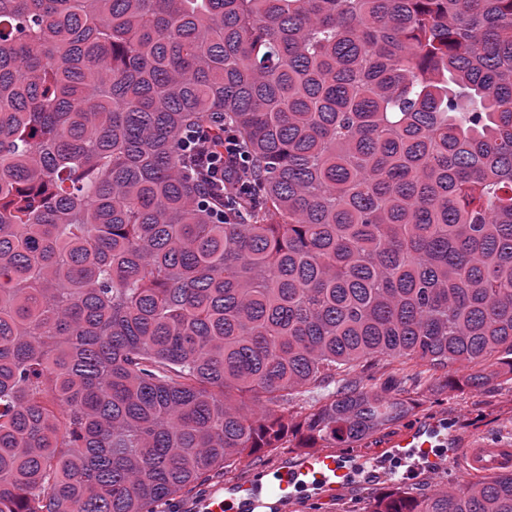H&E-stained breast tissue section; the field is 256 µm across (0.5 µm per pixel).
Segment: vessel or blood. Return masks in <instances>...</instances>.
Wrapping results in <instances>:
<instances>
[{"label":"vessel or blood","mask_w":512,"mask_h":512,"mask_svg":"<svg viewBox=\"0 0 512 512\" xmlns=\"http://www.w3.org/2000/svg\"><path fill=\"white\" fill-rule=\"evenodd\" d=\"M395 448H414L420 455L431 456L432 443L423 430L414 428L404 431L391 442ZM462 474L471 478L512 467V448L486 444L474 445L462 451ZM312 481L329 490L345 486L349 481L347 468L334 452L325 451L303 459L299 469L277 471L269 484L246 481L240 483L231 497L213 493L203 502L206 512H252L261 506L262 496L276 498L278 505H287L293 490L304 481Z\"/></svg>","instance_id":"1"}]
</instances>
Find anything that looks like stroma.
<instances>
[{
	"instance_id": "35a3bbf8",
	"label": "stroma",
	"mask_w": 512,
	"mask_h": 512,
	"mask_svg": "<svg viewBox=\"0 0 512 512\" xmlns=\"http://www.w3.org/2000/svg\"><path fill=\"white\" fill-rule=\"evenodd\" d=\"M406 398L413 411L390 429L357 447L342 449L341 455L353 469V479L336 493L308 488L291 501L288 512H370L375 500L395 489L411 494L426 486L450 485L462 481L459 451L478 441L495 440L512 444V377L501 376L494 386L475 389L468 386L437 388L423 381L407 387ZM429 424L434 428L437 459L427 462L415 456L405 458L401 470L408 479L397 481L386 474L389 444L405 429ZM298 436L288 445L242 459L230 473L215 475L190 492L169 500L173 512H199L203 499L214 491L231 493L238 482L270 471L298 466L307 456Z\"/></svg>"
}]
</instances>
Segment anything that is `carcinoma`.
<instances>
[{
	"mask_svg": "<svg viewBox=\"0 0 512 512\" xmlns=\"http://www.w3.org/2000/svg\"><path fill=\"white\" fill-rule=\"evenodd\" d=\"M222 121L245 224L181 174ZM439 370L512 374V0H0V512H159ZM370 512H512V472ZM404 367L405 366L400 365L398 362H393L390 365L380 364L364 371L358 368L356 372L351 374V378L357 380V382H360L361 385L382 383L388 380L390 377L394 376L395 373H397L398 377H400L402 372L401 369Z\"/></svg>",
	"mask_w": 512,
	"mask_h": 512,
	"instance_id": "obj_1",
	"label": "carcinoma"
}]
</instances>
